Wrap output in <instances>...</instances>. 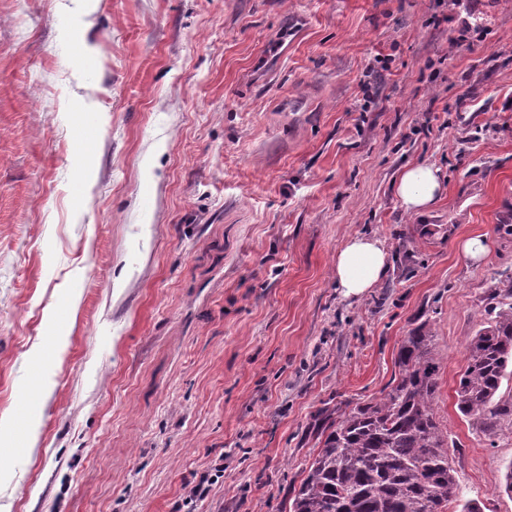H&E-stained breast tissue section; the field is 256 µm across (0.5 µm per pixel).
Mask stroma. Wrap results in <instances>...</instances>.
Segmentation results:
<instances>
[{"instance_id":"obj_1","label":"stroma","mask_w":512,"mask_h":512,"mask_svg":"<svg viewBox=\"0 0 512 512\" xmlns=\"http://www.w3.org/2000/svg\"><path fill=\"white\" fill-rule=\"evenodd\" d=\"M478 10L459 48L437 0H0V512H288L313 415L421 323L459 492L512 512V423L455 406L512 287V0ZM357 233L404 263L347 298ZM438 169L432 165H408L400 173L396 195L408 212L420 213L430 208L443 189ZM461 254L471 262L480 263L490 253V240L487 234L471 235L459 243Z\"/></svg>"}]
</instances>
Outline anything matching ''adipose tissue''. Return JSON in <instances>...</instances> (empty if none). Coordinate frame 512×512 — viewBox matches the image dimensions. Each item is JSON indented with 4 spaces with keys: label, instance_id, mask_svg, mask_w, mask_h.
I'll return each instance as SVG.
<instances>
[{
    "label": "adipose tissue",
    "instance_id": "adipose-tissue-1",
    "mask_svg": "<svg viewBox=\"0 0 512 512\" xmlns=\"http://www.w3.org/2000/svg\"><path fill=\"white\" fill-rule=\"evenodd\" d=\"M443 185L433 166L409 165L399 174L396 195L408 212L419 213L430 208L442 193ZM391 259L383 242L376 237L359 234L350 237L336 252L333 278L343 296L358 297L383 280Z\"/></svg>",
    "mask_w": 512,
    "mask_h": 512
}]
</instances>
